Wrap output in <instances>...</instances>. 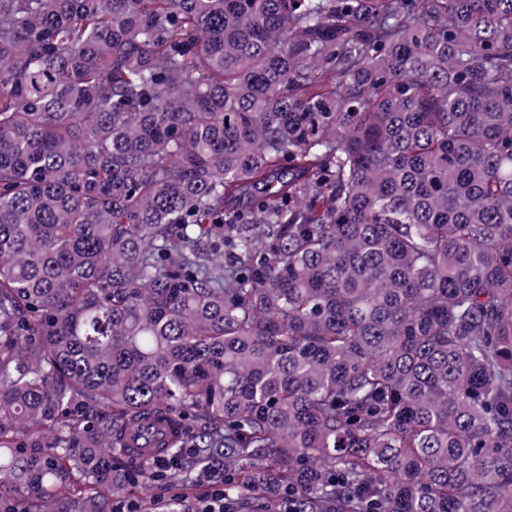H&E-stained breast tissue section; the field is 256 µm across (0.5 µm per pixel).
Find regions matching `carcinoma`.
Wrapping results in <instances>:
<instances>
[{"instance_id":"carcinoma-1","label":"carcinoma","mask_w":512,"mask_h":512,"mask_svg":"<svg viewBox=\"0 0 512 512\" xmlns=\"http://www.w3.org/2000/svg\"><path fill=\"white\" fill-rule=\"evenodd\" d=\"M156 420L224 512H512V0H0V512Z\"/></svg>"}]
</instances>
